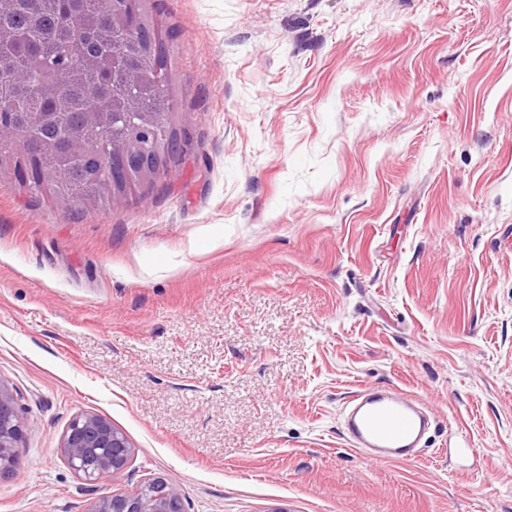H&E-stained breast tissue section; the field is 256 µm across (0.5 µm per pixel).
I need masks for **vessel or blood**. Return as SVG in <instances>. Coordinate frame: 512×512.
<instances>
[{
	"label": "vessel or blood",
	"mask_w": 512,
	"mask_h": 512,
	"mask_svg": "<svg viewBox=\"0 0 512 512\" xmlns=\"http://www.w3.org/2000/svg\"><path fill=\"white\" fill-rule=\"evenodd\" d=\"M431 414L399 388H368L348 404L344 429L349 447L375 463L411 459Z\"/></svg>",
	"instance_id": "vessel-or-blood-1"
}]
</instances>
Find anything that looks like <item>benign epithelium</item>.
<instances>
[{"mask_svg": "<svg viewBox=\"0 0 512 512\" xmlns=\"http://www.w3.org/2000/svg\"><path fill=\"white\" fill-rule=\"evenodd\" d=\"M144 0H102V12L111 27L91 26L94 38L106 41L110 35L135 28L154 32L152 18L141 8ZM35 63L43 71L39 97L49 109L60 95L58 77L69 65V57L54 61L33 53ZM84 67L93 73L92 92L101 97L112 96V111L84 112L79 122L63 137L51 140L36 150L22 153L19 166L30 183H44L54 178L45 166V155L51 154L74 161L88 158L108 163L112 170L103 184L111 196L121 186L153 174L154 163L168 152L166 136L156 129L157 113L143 106L141 93L163 80L149 44L130 59L115 52L112 59L104 55L83 57ZM15 134L11 113L0 107V147L10 144ZM24 425L13 391L0 383V476L12 473L18 466L17 448ZM60 451L70 468L88 487L101 478L114 475L128 463L132 449L126 436L99 415L85 414L72 420L62 440ZM185 495L161 477H154L133 490L95 500L87 512H187Z\"/></svg>", "mask_w": 512, "mask_h": 512, "instance_id": "1", "label": "benign epithelium"}]
</instances>
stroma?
<instances>
[{"label":"stroma","mask_w":512,"mask_h":512,"mask_svg":"<svg viewBox=\"0 0 512 512\" xmlns=\"http://www.w3.org/2000/svg\"><path fill=\"white\" fill-rule=\"evenodd\" d=\"M184 151L74 210L0 156V512H86L105 417L188 512H512V0H145ZM419 457L349 449L367 387ZM24 425L13 391L0 381V476L9 475L18 466L17 448ZM431 414L399 388H368L348 404L344 429L349 447L374 463L411 459ZM126 436L99 415L85 414L72 420L60 451L89 490L104 476L114 475L128 463L132 449Z\"/></svg>","instance_id":"35a3bbf8"}]
</instances>
